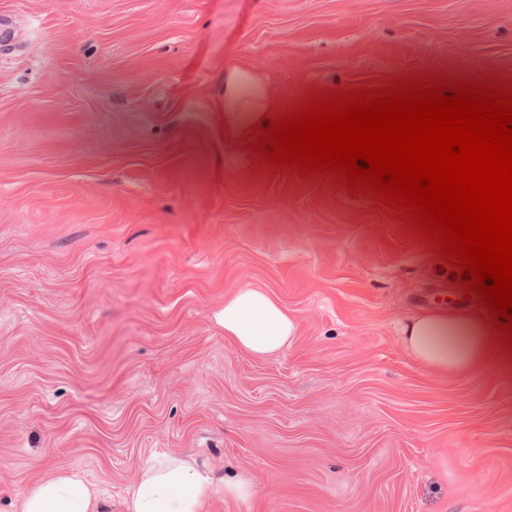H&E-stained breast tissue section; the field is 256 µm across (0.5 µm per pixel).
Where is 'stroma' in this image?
Masks as SVG:
<instances>
[{
	"label": "stroma",
	"mask_w": 512,
	"mask_h": 512,
	"mask_svg": "<svg viewBox=\"0 0 512 512\" xmlns=\"http://www.w3.org/2000/svg\"><path fill=\"white\" fill-rule=\"evenodd\" d=\"M228 63L291 104L512 80V0H0V512L66 471L123 512L157 454L250 484L208 512H512V364L414 361L462 285L371 197L254 169ZM242 288L289 347L225 336ZM220 321L226 336L257 357L282 350L296 331L288 313L267 293L254 288H242L227 299Z\"/></svg>",
	"instance_id": "obj_1"
}]
</instances>
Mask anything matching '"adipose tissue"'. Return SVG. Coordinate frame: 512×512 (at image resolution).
<instances>
[{"label": "adipose tissue", "mask_w": 512, "mask_h": 512, "mask_svg": "<svg viewBox=\"0 0 512 512\" xmlns=\"http://www.w3.org/2000/svg\"><path fill=\"white\" fill-rule=\"evenodd\" d=\"M283 107L281 95L262 76L235 66L224 69V109L253 126ZM224 333L248 353L264 357L282 350L296 324L267 293L243 288L224 303ZM400 333L409 355L440 374H460L485 363L494 348L491 332L476 311L432 308L404 322ZM214 480L195 459L153 457L144 463L125 500L126 512H204ZM101 491L78 473H63L32 483L14 512H104Z\"/></svg>", "instance_id": "obj_1"}]
</instances>
